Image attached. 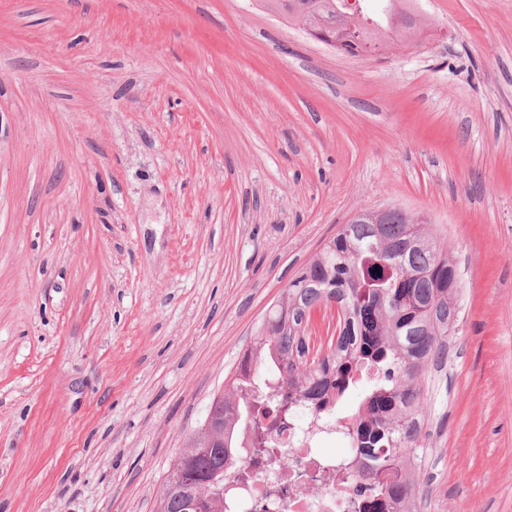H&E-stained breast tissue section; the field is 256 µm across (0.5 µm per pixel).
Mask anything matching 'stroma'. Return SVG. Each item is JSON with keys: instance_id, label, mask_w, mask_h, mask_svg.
<instances>
[{"instance_id": "obj_1", "label": "stroma", "mask_w": 512, "mask_h": 512, "mask_svg": "<svg viewBox=\"0 0 512 512\" xmlns=\"http://www.w3.org/2000/svg\"><path fill=\"white\" fill-rule=\"evenodd\" d=\"M350 57L254 0H0V512H156L288 281L428 222L460 318L422 512H512V0Z\"/></svg>"}]
</instances>
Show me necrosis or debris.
<instances>
[{
	"label": "necrosis or debris",
	"mask_w": 512,
	"mask_h": 512,
	"mask_svg": "<svg viewBox=\"0 0 512 512\" xmlns=\"http://www.w3.org/2000/svg\"><path fill=\"white\" fill-rule=\"evenodd\" d=\"M338 430L331 416L274 432L268 447L226 476V512H366L372 477L365 464L320 449Z\"/></svg>",
	"instance_id": "4bbe7bcc"
}]
</instances>
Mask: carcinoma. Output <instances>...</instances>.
<instances>
[{
    "label": "carcinoma",
    "mask_w": 512,
    "mask_h": 512,
    "mask_svg": "<svg viewBox=\"0 0 512 512\" xmlns=\"http://www.w3.org/2000/svg\"><path fill=\"white\" fill-rule=\"evenodd\" d=\"M373 15L352 18L336 12L337 0H258L260 8L292 26L321 29L338 24L374 44L394 35L419 46L414 0H378ZM430 238L433 248L410 249L413 239ZM448 251L428 225L401 210L384 224H343L322 251L284 289L260 324L224 392L208 410L219 432L210 448H198L189 435L184 451L190 462L177 490L163 485L158 512H224L225 474L244 459L237 424L250 419L253 447L270 444L273 428L262 419L283 423L303 406L314 419L335 410L343 395L358 386L363 373L370 384L362 407L341 422L356 457L369 463L375 512L382 503H398L400 512H419L422 496L414 479L420 419L427 413L420 380L427 367L444 361L446 337L459 318V282ZM338 306V334L328 350L307 359L300 318L330 302ZM272 367L274 393L255 390L263 369Z\"/></svg>",
    "instance_id": "obj_1"
}]
</instances>
